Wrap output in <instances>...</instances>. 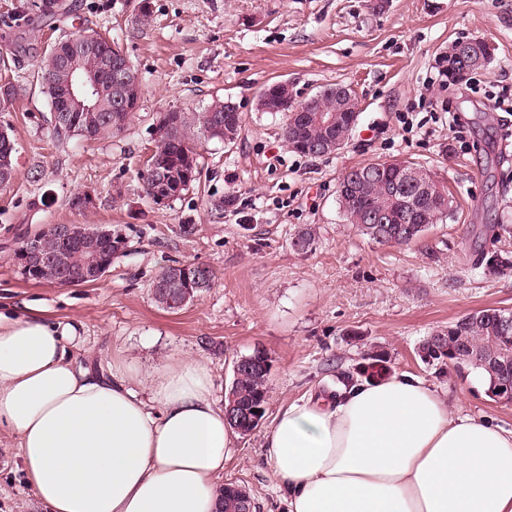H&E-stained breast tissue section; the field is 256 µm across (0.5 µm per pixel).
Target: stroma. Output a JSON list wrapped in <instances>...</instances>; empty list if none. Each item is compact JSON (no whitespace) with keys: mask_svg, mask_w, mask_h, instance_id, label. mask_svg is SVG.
I'll return each instance as SVG.
<instances>
[{"mask_svg":"<svg viewBox=\"0 0 512 512\" xmlns=\"http://www.w3.org/2000/svg\"><path fill=\"white\" fill-rule=\"evenodd\" d=\"M36 0H0V51L22 41L14 97L0 102L12 130L14 176L0 186V312H33L73 325L84 343L77 363H134L141 393L177 359L205 366L224 402L236 359L263 348L270 399L260 429L237 439L224 480L247 489L256 512H286L285 494L264 459L278 410L336 394L337 378L374 358L447 391L454 411L512 430V405L492 401L473 372L439 371L419 356L423 340L457 317L512 310V268L490 272L475 248L512 259V115L490 97L512 93V0H66L67 14H35ZM29 24L16 28L17 17ZM92 28L110 31L137 71L139 108L108 139L53 142L50 105L37 77L50 46ZM486 40L492 59L463 83L444 75L448 46ZM288 83L295 102L330 85L350 87L359 117L342 149L304 156L283 139L286 115L259 106L261 91ZM244 117L230 143L200 150L202 173L181 196L153 203L142 174L164 112L202 110L214 98ZM409 160L446 183L457 207L410 246L359 235L338 207L351 168ZM94 195L83 211L68 201ZM224 209H215L217 201ZM50 224L109 225L123 243L101 279L80 286L24 278L14 260L22 237ZM194 225L185 234V225ZM317 230L311 252L294 234ZM210 267L215 284L181 309L162 308L150 284L169 266ZM0 512H39L15 439L0 430Z\"/></svg>","mask_w":512,"mask_h":512,"instance_id":"35a3bbf8","label":"stroma"}]
</instances>
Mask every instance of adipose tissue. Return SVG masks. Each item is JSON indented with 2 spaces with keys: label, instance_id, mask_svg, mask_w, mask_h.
<instances>
[{
  "label": "adipose tissue",
  "instance_id": "1",
  "mask_svg": "<svg viewBox=\"0 0 512 512\" xmlns=\"http://www.w3.org/2000/svg\"><path fill=\"white\" fill-rule=\"evenodd\" d=\"M72 326L0 313V426L44 512H218L235 435L199 363L150 398L133 369L75 364ZM287 512H512V430L406 374L283 406L265 437Z\"/></svg>",
  "mask_w": 512,
  "mask_h": 512
}]
</instances>
